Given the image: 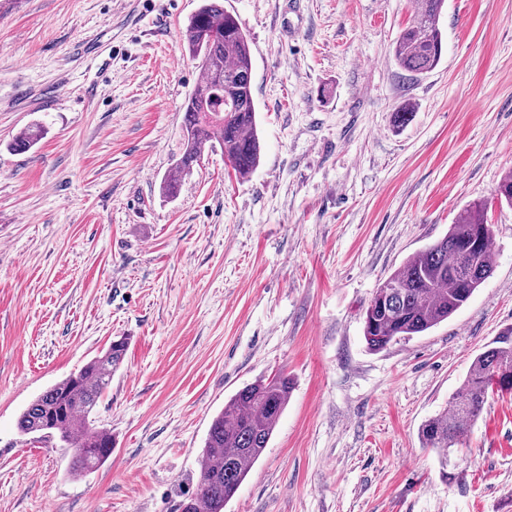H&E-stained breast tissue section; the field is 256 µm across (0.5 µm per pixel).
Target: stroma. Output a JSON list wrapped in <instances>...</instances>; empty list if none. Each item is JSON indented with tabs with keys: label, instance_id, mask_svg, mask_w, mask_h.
Returning a JSON list of instances; mask_svg holds the SVG:
<instances>
[{
	"label": "stroma",
	"instance_id": "1",
	"mask_svg": "<svg viewBox=\"0 0 512 512\" xmlns=\"http://www.w3.org/2000/svg\"><path fill=\"white\" fill-rule=\"evenodd\" d=\"M200 3L0 0V512H180L213 418L280 373L288 406L225 512H512V392L490 394L453 480L418 435L512 334V208L495 196L512 0H446L442 60L419 77L393 58L413 0H224L249 41L260 164L241 178L205 149L169 198ZM478 200L491 277L369 351L379 282ZM122 336L95 409L112 455L70 475L71 450L17 419Z\"/></svg>",
	"mask_w": 512,
	"mask_h": 512
}]
</instances>
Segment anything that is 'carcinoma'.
<instances>
[{
  "label": "carcinoma",
  "instance_id": "obj_1",
  "mask_svg": "<svg viewBox=\"0 0 512 512\" xmlns=\"http://www.w3.org/2000/svg\"><path fill=\"white\" fill-rule=\"evenodd\" d=\"M445 0H415L413 17L394 45V59L404 71L431 72L443 54L440 16ZM185 43L199 61L202 80L185 103L182 149L163 182L172 196L206 146L217 142L235 173L250 175L259 165L261 143L252 92V60L246 35L222 0H203L185 28ZM38 125L21 131L12 147L23 151L41 139ZM486 223L481 202L469 204L448 233L417 251L388 277L364 312L367 348L379 352L401 337L416 336L448 320L493 274V231L472 247L476 230ZM126 341H112L78 372L52 385L20 414L22 435L57 434L71 449L70 473L81 476L112 456V434L91 423L98 399L123 362ZM292 380L283 375L239 389L213 418L201 453L206 466L196 486L180 504L181 512H224L249 471L267 448L288 405ZM512 392V336L479 354L448 400V409L419 428L423 447L448 464V449L458 445L481 416L488 395Z\"/></svg>",
  "mask_w": 512,
  "mask_h": 512
}]
</instances>
